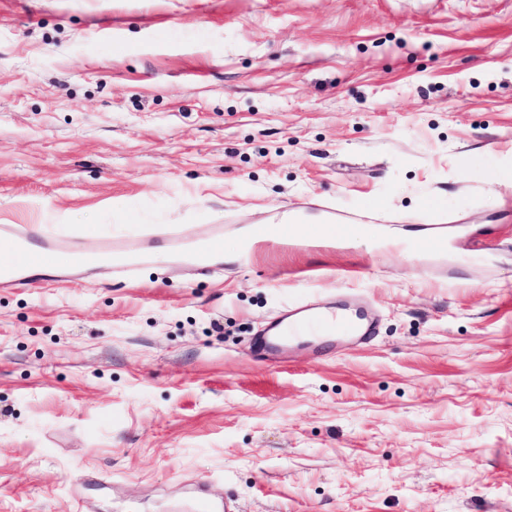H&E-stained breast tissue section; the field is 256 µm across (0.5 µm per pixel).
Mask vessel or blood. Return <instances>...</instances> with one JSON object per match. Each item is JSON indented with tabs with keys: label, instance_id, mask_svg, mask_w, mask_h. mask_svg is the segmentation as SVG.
<instances>
[{
	"label": "vessel or blood",
	"instance_id": "obj_1",
	"mask_svg": "<svg viewBox=\"0 0 512 512\" xmlns=\"http://www.w3.org/2000/svg\"><path fill=\"white\" fill-rule=\"evenodd\" d=\"M0 245L7 247L9 255L0 260V288H24L35 278L32 268L43 271V280L64 278L68 268L81 266L111 271L113 266H126L121 253L115 252L111 241L102 240L83 246L74 241L52 236L22 224H1ZM328 330L340 336L371 334L370 326L356 316L343 311L321 312L299 309L277 321L264 339L265 345L273 346L285 336H309L320 330ZM228 506L214 499L201 484L191 486L184 501L174 505L171 512H227Z\"/></svg>",
	"mask_w": 512,
	"mask_h": 512
}]
</instances>
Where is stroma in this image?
Returning a JSON list of instances; mask_svg holds the SVG:
<instances>
[{
    "instance_id": "1",
    "label": "stroma",
    "mask_w": 512,
    "mask_h": 512,
    "mask_svg": "<svg viewBox=\"0 0 512 512\" xmlns=\"http://www.w3.org/2000/svg\"><path fill=\"white\" fill-rule=\"evenodd\" d=\"M511 183L512 0H0V224L151 256L0 288V512H512ZM321 329H327L339 336H363L371 334L370 326L356 316L340 309L336 312H321L311 309H298L277 321L268 330L264 344L274 346L282 336H309ZM228 506L224 501L214 499L202 484L192 485L184 501L170 509L171 512H226Z\"/></svg>"
}]
</instances>
